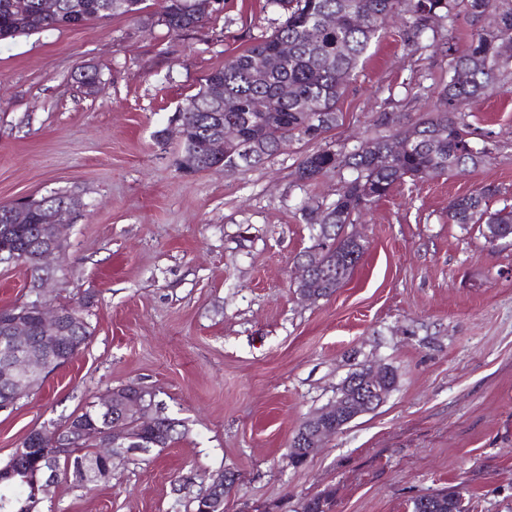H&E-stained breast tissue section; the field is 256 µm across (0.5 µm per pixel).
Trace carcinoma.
Segmentation results:
<instances>
[{
  "label": "carcinoma",
  "mask_w": 512,
  "mask_h": 512,
  "mask_svg": "<svg viewBox=\"0 0 512 512\" xmlns=\"http://www.w3.org/2000/svg\"><path fill=\"white\" fill-rule=\"evenodd\" d=\"M107 0H58L56 15L43 12L42 0H0V41L32 32L76 28L91 19L138 15L145 0H112V12L103 10ZM283 10V20L268 36L226 61L201 80L198 92L186 104L185 136L179 168L205 170L218 162L206 142L224 136V126L239 128V143L224 146V171L253 168L277 154L285 140L318 142L335 127L337 104L352 71L370 44L379 38L387 19L398 17L406 47L421 48L438 19L452 29L463 16L474 18L496 11L495 27L474 34L469 45L453 54L448 83L434 115L400 131L391 138L376 137L358 149L345 152L331 145L306 154L297 169L298 179L312 182L339 166L356 171V177L336 193L324 208H312L308 223L319 225L318 238L334 245L326 260L314 268L315 292L328 298L349 279L365 248L347 234L352 216L368 203L386 197L392 188L412 181L441 177L454 171L476 168L488 161L490 151L476 140L464 109L507 79L499 67L497 47L512 42V0H266ZM206 18L193 9V0H168L156 23L171 34L204 25ZM292 89L288 96L283 88ZM499 194L486 186L448 203V223L478 227L490 243H512V205L494 209L491 200ZM74 201L73 193L55 192L27 200L26 221L16 223L14 205L0 204V247L32 254L37 249L41 226L51 223L54 206ZM109 394L90 402L75 421L65 420V435L74 439L69 447L51 442L36 443L26 437L21 448L0 467L16 477L0 481V512H35L38 499L32 492L41 469L52 464L85 484L80 473L88 461L97 467L101 480L112 477L114 448H104L106 431L125 423L123 412L106 406ZM147 448H168L185 432V425L169 415L153 424L134 427ZM411 512H463L461 500L452 491L420 497Z\"/></svg>",
  "instance_id": "carcinoma-1"
}]
</instances>
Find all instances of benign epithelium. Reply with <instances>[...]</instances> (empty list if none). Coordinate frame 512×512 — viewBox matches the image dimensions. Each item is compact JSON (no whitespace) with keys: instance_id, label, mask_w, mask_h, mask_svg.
Here are the masks:
<instances>
[{"instance_id":"obj_1","label":"benign epithelium","mask_w":512,"mask_h":512,"mask_svg":"<svg viewBox=\"0 0 512 512\" xmlns=\"http://www.w3.org/2000/svg\"><path fill=\"white\" fill-rule=\"evenodd\" d=\"M74 212L75 208L69 203L55 209L52 223L42 229L41 247L33 255L36 266L49 270L51 262L63 254L62 224L64 217ZM47 283L46 277L39 283V297L35 302L36 322H31L24 311L11 313L0 320V330L7 336V344L0 348V383L18 394L21 393L20 386L29 377L46 371L43 358L51 357L64 345L70 346L73 342L72 332L76 327L77 315L69 316L61 308L51 306L46 299ZM385 372L383 366L364 369L336 394L334 400L302 422L296 437V449L302 459H308L327 437L340 430V427L329 424L331 419L341 417L349 423L385 402L388 394L381 388ZM111 400L125 415L135 419H155L160 416L155 404L147 406L130 395L121 398L114 392ZM60 437V427L52 422L34 429V439L38 442L46 439L57 441ZM241 482L240 474L226 470L224 481L212 487L203 512H223L224 500L238 491Z\"/></svg>"}]
</instances>
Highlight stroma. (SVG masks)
Returning <instances> with one entry per match:
<instances>
[{
    "label": "stroma",
    "mask_w": 512,
    "mask_h": 512,
    "mask_svg": "<svg viewBox=\"0 0 512 512\" xmlns=\"http://www.w3.org/2000/svg\"><path fill=\"white\" fill-rule=\"evenodd\" d=\"M266 0L179 35L136 16L0 42V204L55 191L82 207L48 288L87 303L94 332L72 361L0 411V462L43 423H64L106 390L137 384L188 432L171 447L123 453L86 489L62 475L41 512H195L218 473L243 478L224 512H409L459 492L466 512H512V245L449 223L448 203L484 187L512 204L510 78L468 106L491 150L463 174L407 181L361 209L366 244L331 297L296 293V257L318 232L303 207L327 206L347 167L299 182L308 144L234 173H182L168 127L202 78L281 21ZM494 13L439 28L406 49L387 21L352 73L327 143L353 151L434 112L450 49ZM92 65L96 94L74 75ZM166 138H158V130ZM396 373L386 401L328 438L303 465L287 456L301 422L357 368Z\"/></svg>",
    "instance_id": "1"
}]
</instances>
